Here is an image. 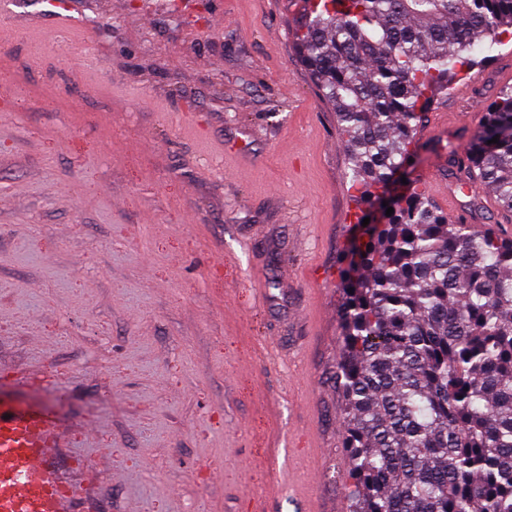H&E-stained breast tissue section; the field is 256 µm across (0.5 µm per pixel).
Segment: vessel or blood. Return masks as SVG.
Wrapping results in <instances>:
<instances>
[{
	"instance_id": "obj_1",
	"label": "vessel or blood",
	"mask_w": 512,
	"mask_h": 512,
	"mask_svg": "<svg viewBox=\"0 0 512 512\" xmlns=\"http://www.w3.org/2000/svg\"><path fill=\"white\" fill-rule=\"evenodd\" d=\"M45 413L22 410L0 398V512H62L70 486L50 469Z\"/></svg>"
}]
</instances>
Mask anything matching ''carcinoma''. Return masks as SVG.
<instances>
[{
  "instance_id": "1",
  "label": "carcinoma",
  "mask_w": 512,
  "mask_h": 512,
  "mask_svg": "<svg viewBox=\"0 0 512 512\" xmlns=\"http://www.w3.org/2000/svg\"><path fill=\"white\" fill-rule=\"evenodd\" d=\"M294 37L360 211L339 258L346 510L512 512V238L450 221L415 179L391 192L451 79L512 40V0H303ZM463 161L511 214L512 88Z\"/></svg>"
}]
</instances>
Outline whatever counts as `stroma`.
<instances>
[{
  "label": "stroma",
  "mask_w": 512,
  "mask_h": 512,
  "mask_svg": "<svg viewBox=\"0 0 512 512\" xmlns=\"http://www.w3.org/2000/svg\"><path fill=\"white\" fill-rule=\"evenodd\" d=\"M300 10L0 0V395L53 418L77 512H346L338 258L357 208ZM48 20L102 70L41 43ZM506 87L512 41L426 112L415 178L466 151L470 98ZM447 179L478 227L512 226L474 171Z\"/></svg>",
  "instance_id": "1"
}]
</instances>
